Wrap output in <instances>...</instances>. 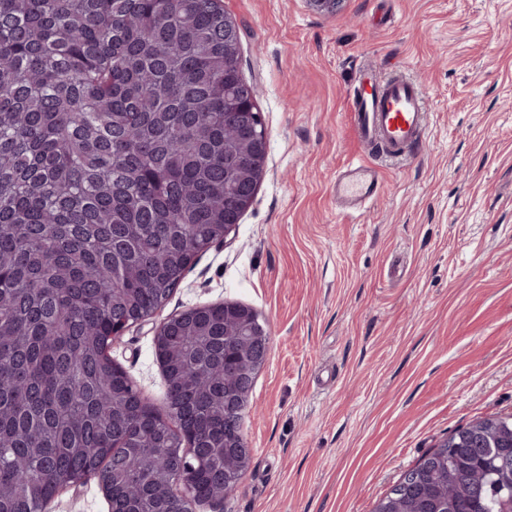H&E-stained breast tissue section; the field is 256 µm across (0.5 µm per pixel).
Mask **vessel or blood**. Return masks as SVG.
<instances>
[{"instance_id":"obj_1","label":"vessel or blood","mask_w":512,"mask_h":512,"mask_svg":"<svg viewBox=\"0 0 512 512\" xmlns=\"http://www.w3.org/2000/svg\"><path fill=\"white\" fill-rule=\"evenodd\" d=\"M425 110L423 92L414 81L399 76L382 79L370 65L359 70L351 98V115L365 144H381L393 156L421 144ZM379 189V176L374 167L357 160L337 175L332 193L338 207L356 213L378 197Z\"/></svg>"}]
</instances>
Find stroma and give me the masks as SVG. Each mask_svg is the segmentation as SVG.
Here are the masks:
<instances>
[{
  "instance_id": "obj_1",
  "label": "stroma",
  "mask_w": 512,
  "mask_h": 512,
  "mask_svg": "<svg viewBox=\"0 0 512 512\" xmlns=\"http://www.w3.org/2000/svg\"><path fill=\"white\" fill-rule=\"evenodd\" d=\"M241 28L268 151L252 205L168 302L109 353L165 406L157 327L234 301L270 333L244 433L251 462L224 512H372L453 430L512 416V0H223ZM424 90L425 140L389 158L359 140L356 73ZM382 190L336 208L337 173ZM48 512H108L96 482ZM379 189L378 172L368 162L357 160L336 176L332 193L338 207L356 213L379 196Z\"/></svg>"
}]
</instances>
